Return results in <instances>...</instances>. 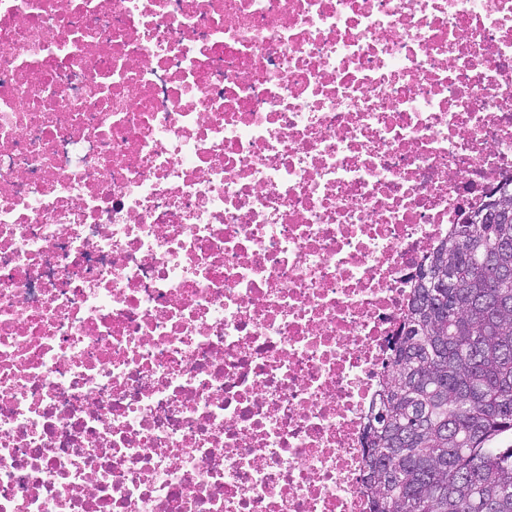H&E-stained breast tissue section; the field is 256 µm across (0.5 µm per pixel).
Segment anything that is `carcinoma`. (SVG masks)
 <instances>
[{
	"mask_svg": "<svg viewBox=\"0 0 512 512\" xmlns=\"http://www.w3.org/2000/svg\"><path fill=\"white\" fill-rule=\"evenodd\" d=\"M488 194L424 257L364 436L371 512H512V220Z\"/></svg>",
	"mask_w": 512,
	"mask_h": 512,
	"instance_id": "carcinoma-1",
	"label": "carcinoma"
}]
</instances>
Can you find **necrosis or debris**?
<instances>
[{
    "mask_svg": "<svg viewBox=\"0 0 512 512\" xmlns=\"http://www.w3.org/2000/svg\"><path fill=\"white\" fill-rule=\"evenodd\" d=\"M512 178V0H0V512H368L422 258Z\"/></svg>",
    "mask_w": 512,
    "mask_h": 512,
    "instance_id": "1",
    "label": "necrosis or debris"
}]
</instances>
